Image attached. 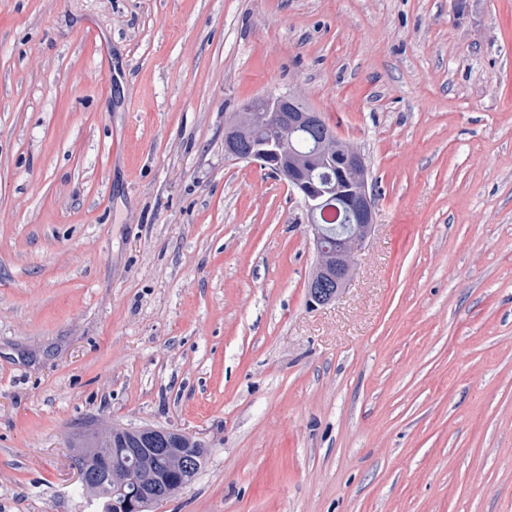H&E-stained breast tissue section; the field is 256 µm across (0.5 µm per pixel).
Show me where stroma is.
I'll return each instance as SVG.
<instances>
[{"label": "stroma", "mask_w": 512, "mask_h": 512, "mask_svg": "<svg viewBox=\"0 0 512 512\" xmlns=\"http://www.w3.org/2000/svg\"><path fill=\"white\" fill-rule=\"evenodd\" d=\"M295 84L377 214L324 304L224 155ZM101 422L208 448L159 512H512V0H0V512Z\"/></svg>", "instance_id": "stroma-1"}]
</instances>
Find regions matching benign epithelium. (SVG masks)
I'll return each mask as SVG.
<instances>
[{"label":"benign epithelium","instance_id":"7a95c632","mask_svg":"<svg viewBox=\"0 0 512 512\" xmlns=\"http://www.w3.org/2000/svg\"><path fill=\"white\" fill-rule=\"evenodd\" d=\"M306 90L296 85L276 95H267L250 102L249 112L246 113V124L250 127L266 122L268 113H275L276 133L269 148L258 149L252 142L242 136H234L230 127L237 124L241 113L236 112L230 122L225 124L224 153L237 160L267 161L272 153L277 154L276 168L279 175H288V143L301 128H307L316 133V150L321 155L334 153L340 160L341 167L337 168L336 195L343 198L344 213L348 222L365 224L373 227L376 213L371 190L361 174L364 160L358 150L343 141L338 135L323 131L322 119L319 112H307L293 109L292 101L307 100ZM288 185L296 190L309 217V226L317 245L318 258L315 272L308 281L310 295L321 302H327L334 296V288H341L349 279L351 273L359 264L360 249L370 235V232L360 234L346 230L338 239L339 247L334 252L320 248L324 236V227L320 216L324 215L322 202L317 195H309L304 191L302 183L289 179ZM166 448H126L123 450L125 464L112 470V487L114 494L122 501L123 512H143L145 504L155 505L178 493L182 486L176 482L157 478L156 482L145 485L142 482L139 463L145 458H160Z\"/></svg>","mask_w":512,"mask_h":512}]
</instances>
